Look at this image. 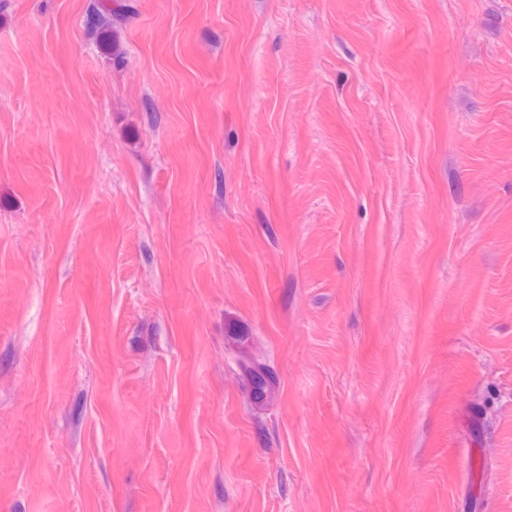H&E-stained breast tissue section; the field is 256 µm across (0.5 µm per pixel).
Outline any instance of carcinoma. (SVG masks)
Wrapping results in <instances>:
<instances>
[{
	"instance_id": "obj_1",
	"label": "carcinoma",
	"mask_w": 512,
	"mask_h": 512,
	"mask_svg": "<svg viewBox=\"0 0 512 512\" xmlns=\"http://www.w3.org/2000/svg\"><path fill=\"white\" fill-rule=\"evenodd\" d=\"M136 14L132 0H90L84 25L89 35L99 40L101 47L122 59L115 36ZM236 370L251 406L264 409L277 392L280 380L274 368L244 336L233 332Z\"/></svg>"
}]
</instances>
